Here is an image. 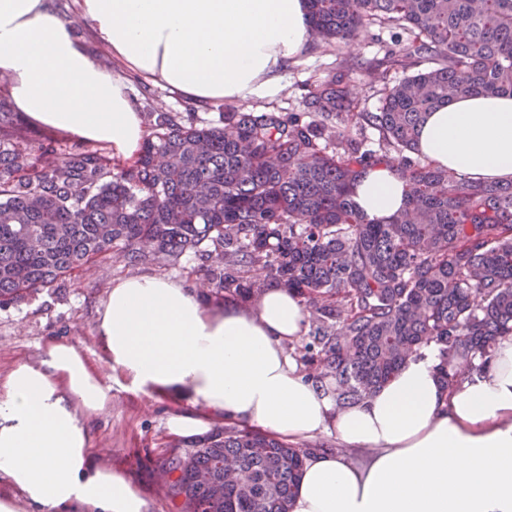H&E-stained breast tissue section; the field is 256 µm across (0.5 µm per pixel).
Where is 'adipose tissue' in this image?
Wrapping results in <instances>:
<instances>
[{
    "label": "adipose tissue",
    "mask_w": 512,
    "mask_h": 512,
    "mask_svg": "<svg viewBox=\"0 0 512 512\" xmlns=\"http://www.w3.org/2000/svg\"><path fill=\"white\" fill-rule=\"evenodd\" d=\"M76 12L122 62H96L46 0H0V72L18 108L110 144L136 160L147 127L127 76L199 102L270 98L310 45L307 0H76ZM419 148L434 165L484 184L512 180V96H461L430 114ZM394 167L370 170L353 200L371 220L404 203ZM296 295L269 286L250 305L164 274L113 284L98 317L113 372L133 389L200 409L172 421L180 437L209 418L260 428L292 445L325 433L346 448L304 459L290 512H512V336L488 368L443 385L438 353L409 360L376 393L345 409L301 374L286 346L307 328ZM111 387L72 344L45 348L0 381V512H149L125 477L95 460L88 418ZM367 452L363 463L347 450Z\"/></svg>",
    "instance_id": "adipose-tissue-1"
}]
</instances>
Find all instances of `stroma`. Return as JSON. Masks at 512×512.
I'll use <instances>...</instances> for the list:
<instances>
[{"mask_svg": "<svg viewBox=\"0 0 512 512\" xmlns=\"http://www.w3.org/2000/svg\"><path fill=\"white\" fill-rule=\"evenodd\" d=\"M406 39L402 30L370 25L346 47L311 43L297 62L288 65L283 74L284 88L278 95L245 102L244 107L268 108L285 115L305 113V99L312 88L342 71L351 97L375 110L381 84L397 83L405 73L392 70L381 79L364 65L398 48ZM352 59L362 61V68H347V61ZM128 94L149 124L155 113L170 112L186 124L216 125L233 107L229 101L195 103L164 85L135 79L128 82ZM146 272L141 265L96 262L67 280L64 287L49 288L29 302L0 308V378L18 363L35 360L50 345L66 342L78 347L96 374L111 379L107 406L89 421L94 450H106V465L119 471L148 501L150 512H176L157 474L170 454L172 420L196 415L197 408L184 399L134 390L121 376L110 375L104 342L95 331L101 304L112 285Z\"/></svg>", "mask_w": 512, "mask_h": 512, "instance_id": "stroma-1", "label": "stroma"}]
</instances>
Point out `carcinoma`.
Wrapping results in <instances>:
<instances>
[{"instance_id":"obj_1","label":"carcinoma","mask_w":512,"mask_h":512,"mask_svg":"<svg viewBox=\"0 0 512 512\" xmlns=\"http://www.w3.org/2000/svg\"><path fill=\"white\" fill-rule=\"evenodd\" d=\"M315 38L347 45L377 22L408 41L369 65L417 73L382 89L375 112L344 73L317 84L322 120L226 112L222 125L160 113L131 164L105 142L12 110L0 80V308L26 302L100 259L175 266L189 251L215 297L254 301L273 284L308 312L289 345L333 381L336 403L366 398L426 348L444 383L479 369L512 335V181L469 182L418 149L428 116L459 95H512V0H308ZM392 162L406 206L378 222L351 195ZM162 478L182 512H290L308 449L226 425L175 447ZM245 482H224V461Z\"/></svg>"}]
</instances>
